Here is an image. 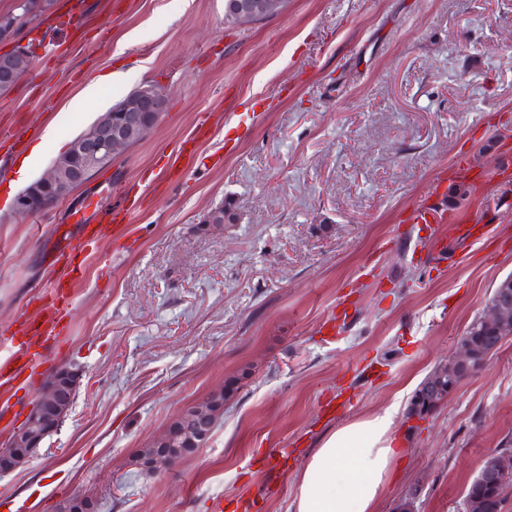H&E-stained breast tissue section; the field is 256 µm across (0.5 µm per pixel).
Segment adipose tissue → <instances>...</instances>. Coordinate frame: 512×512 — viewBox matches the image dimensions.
<instances>
[{
  "label": "adipose tissue",
  "mask_w": 512,
  "mask_h": 512,
  "mask_svg": "<svg viewBox=\"0 0 512 512\" xmlns=\"http://www.w3.org/2000/svg\"><path fill=\"white\" fill-rule=\"evenodd\" d=\"M401 446L390 410L340 426L302 468L294 512H377Z\"/></svg>",
  "instance_id": "ef3b65f1"
}]
</instances>
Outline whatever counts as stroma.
<instances>
[{"label": "stroma", "instance_id": "stroma-1", "mask_svg": "<svg viewBox=\"0 0 512 512\" xmlns=\"http://www.w3.org/2000/svg\"><path fill=\"white\" fill-rule=\"evenodd\" d=\"M82 27L34 31L29 71L0 93V356L39 320L77 218L129 191L133 222L78 257L56 366L81 375L73 406L25 467L0 476V512L76 496L98 512H292L322 437L398 407L404 445L379 512H460L482 461L512 448V338L426 419L420 383L446 362L512 275V0H286L228 25L224 0H78ZM134 83L87 86L107 71ZM154 84L147 136L70 198L13 212L17 166L37 179L113 103ZM208 134L189 155L197 125ZM470 164L456 171L458 159ZM469 186L449 206L448 190ZM232 201L236 218L204 228ZM426 201L437 223L419 224ZM458 224H479L458 239ZM240 388L207 444L154 475L137 449L230 379ZM291 448L265 497L261 464Z\"/></svg>", "mask_w": 512, "mask_h": 512}]
</instances>
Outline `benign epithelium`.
<instances>
[{"instance_id":"7a95c632","label":"benign epithelium","mask_w":512,"mask_h":512,"mask_svg":"<svg viewBox=\"0 0 512 512\" xmlns=\"http://www.w3.org/2000/svg\"><path fill=\"white\" fill-rule=\"evenodd\" d=\"M282 10V0H234L230 20L258 22ZM21 20L14 12L0 14V40L9 42L16 36ZM166 107V94L156 85L144 86L131 94L118 106L102 113L91 133L76 137L68 152L57 157L47 175L20 192L13 203L19 216L43 210L48 199L62 200L91 177L97 163L112 159L120 152L140 142L157 125ZM512 307V277L499 282L494 288L487 313L481 323L500 328L507 320ZM478 359L463 336L456 351L448 358L451 366L467 368ZM80 375L69 367H58L45 378L39 398L32 404L23 424L0 445V474L15 471L28 464L36 455L43 440L56 432L68 415ZM218 413L217 406L209 400L199 399L185 407L177 416L211 417ZM178 426L171 424L160 438L150 441L148 451L136 453L137 467L148 474L162 466H171L182 458L183 449L174 448ZM476 485L491 492L512 481V448H503L481 463ZM68 512H96L95 501L88 496H78L68 501Z\"/></svg>"}]
</instances>
